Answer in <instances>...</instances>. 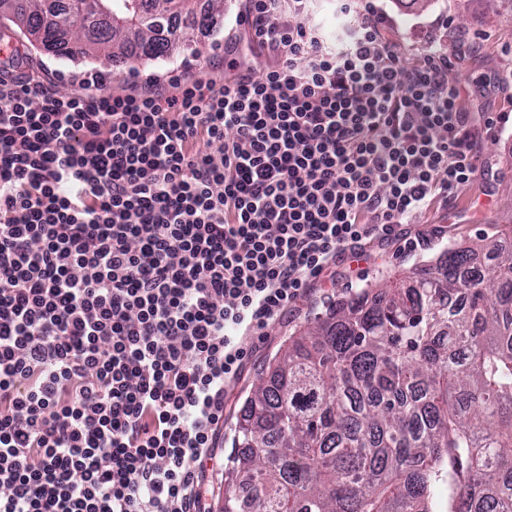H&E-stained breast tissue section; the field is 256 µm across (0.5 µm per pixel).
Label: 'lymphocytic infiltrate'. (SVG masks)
Wrapping results in <instances>:
<instances>
[{
    "label": "lymphocytic infiltrate",
    "instance_id": "1",
    "mask_svg": "<svg viewBox=\"0 0 512 512\" xmlns=\"http://www.w3.org/2000/svg\"><path fill=\"white\" fill-rule=\"evenodd\" d=\"M304 8L248 0L273 64L175 96L0 74V512H207L255 331L480 174L446 51ZM305 10L295 17L306 27L313 29L326 42H334L337 32L346 24H357L363 18V11L357 9L349 15L339 12L336 0H307Z\"/></svg>",
    "mask_w": 512,
    "mask_h": 512
}]
</instances>
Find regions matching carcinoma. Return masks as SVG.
Here are the masks:
<instances>
[{
  "instance_id": "1",
  "label": "carcinoma",
  "mask_w": 512,
  "mask_h": 512,
  "mask_svg": "<svg viewBox=\"0 0 512 512\" xmlns=\"http://www.w3.org/2000/svg\"><path fill=\"white\" fill-rule=\"evenodd\" d=\"M48 6L83 35L75 0H0V18L26 35ZM49 53L170 55L103 24ZM490 261L450 243L425 276L364 288L289 340L237 419L219 512H512V250Z\"/></svg>"
}]
</instances>
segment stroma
<instances>
[{
  "label": "stroma",
  "mask_w": 512,
  "mask_h": 512,
  "mask_svg": "<svg viewBox=\"0 0 512 512\" xmlns=\"http://www.w3.org/2000/svg\"><path fill=\"white\" fill-rule=\"evenodd\" d=\"M378 5L394 29L395 50L403 64H411L430 46L452 55L464 51L454 75L471 90L468 106L497 119L475 144L486 173L462 189L456 201L435 204L416 223L396 227L384 251L346 256L342 262L348 271L346 279L313 289L255 336L246 349L240 376L228 390L214 457L204 463L202 490L210 512H215L223 495L224 466L243 404L289 337L326 317L337 300L367 285L417 276L437 261L449 243L482 245L496 240L498 232L512 224V0H426L420 8L412 0H379ZM243 11V0H224V10L209 32L196 37L198 54L185 50L145 63L131 60L110 66L101 60L53 57L34 49L10 26L0 28V49L16 54L22 71L53 79L62 93L74 89L78 77L94 72L104 75V89L115 94L156 79L168 82L187 69L220 80L230 75L232 66L247 65L260 75L270 58L254 44L248 26L241 24ZM362 18L359 11L340 13L336 0H308L298 20L331 42L344 25ZM421 234L428 237V246H417Z\"/></svg>",
  "instance_id": "35a3bbf8"
}]
</instances>
